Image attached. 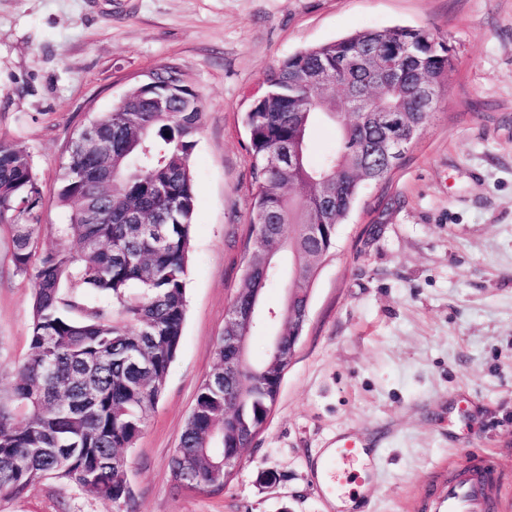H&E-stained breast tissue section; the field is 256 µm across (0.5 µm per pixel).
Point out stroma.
Here are the masks:
<instances>
[{
  "label": "stroma",
  "instance_id": "1",
  "mask_svg": "<svg viewBox=\"0 0 512 512\" xmlns=\"http://www.w3.org/2000/svg\"><path fill=\"white\" fill-rule=\"evenodd\" d=\"M427 27L455 70L390 177L363 185L311 293L264 430L222 493L170 460L244 279L252 212L245 115L268 70L347 36ZM178 64L203 107L180 346L127 449L130 503L53 479L0 512H430L460 468L490 464L512 512V0H0V141L28 152L41 221L63 224L74 134L143 75ZM35 291L0 231V363L23 359ZM351 435L370 463L319 469ZM365 471L361 490L346 481Z\"/></svg>",
  "mask_w": 512,
  "mask_h": 512
}]
</instances>
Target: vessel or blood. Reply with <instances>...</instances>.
<instances>
[{"label":"vessel or blood","mask_w":512,"mask_h":512,"mask_svg":"<svg viewBox=\"0 0 512 512\" xmlns=\"http://www.w3.org/2000/svg\"><path fill=\"white\" fill-rule=\"evenodd\" d=\"M489 468L469 467L449 478L433 501V512H492Z\"/></svg>","instance_id":"1"}]
</instances>
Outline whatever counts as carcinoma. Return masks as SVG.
Returning <instances> with one entry per match:
<instances>
[{"label":"carcinoma","instance_id":"cac0c4a2","mask_svg":"<svg viewBox=\"0 0 512 512\" xmlns=\"http://www.w3.org/2000/svg\"><path fill=\"white\" fill-rule=\"evenodd\" d=\"M454 70L450 47L417 27L358 33L296 52L269 69L259 105L246 114L252 167V212L273 214L274 226L250 222L245 274L235 305L247 313L251 299L276 280L264 268L274 229L299 254L302 270L336 245L339 224L362 185L382 181L392 169L369 157L364 146L383 129L358 121L352 102L329 115L339 146L321 165L307 159L306 138L321 100L354 89L380 110L404 112L411 127L425 123L419 86L438 83ZM169 96L167 111L133 91L110 112L95 114L73 137L59 202L69 223L40 220V192L31 156L0 143V228L10 234L18 274H31L35 293L29 353L0 365V496H19L53 478L100 499L128 501L123 451L133 447L154 412L180 345L186 316V278L194 237L196 189L191 158L202 127L200 100L176 64L152 71ZM90 134L112 143V186L85 176L104 158L81 145ZM302 151L294 167L271 160ZM301 185L298 196L289 189ZM334 199L325 216V193ZM320 225L319 240L301 226ZM51 230L58 245L36 255L35 244ZM201 383L170 462L187 472L191 487L217 493L226 485L224 455L242 445L241 434L267 421L280 376L264 375L243 410L224 417V338Z\"/></svg>","mask_w":512,"mask_h":512}]
</instances>
